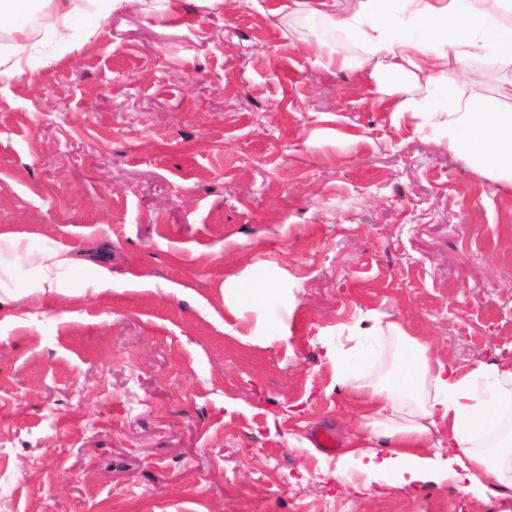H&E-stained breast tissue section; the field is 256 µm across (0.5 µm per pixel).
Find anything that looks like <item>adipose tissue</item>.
<instances>
[{
    "label": "adipose tissue",
    "instance_id": "ef3b65f1",
    "mask_svg": "<svg viewBox=\"0 0 512 512\" xmlns=\"http://www.w3.org/2000/svg\"><path fill=\"white\" fill-rule=\"evenodd\" d=\"M399 9L427 31L437 56H430L426 44L393 37ZM279 12L313 17L355 36L393 116L427 113L445 132L441 146L492 181L512 184V104H503L512 101V87L499 99L483 94V74L474 67L489 56L499 70L512 73V0H285ZM450 62L465 74V85L442 80L438 70ZM438 97L446 107L435 106ZM106 250L103 243L63 248L50 240L35 250L20 235L0 233V311H12L18 301L16 272L24 265L36 270L27 289L36 298L62 292L75 276L95 290L111 288ZM374 329L397 347V367L386 374L361 373L349 358L325 353L336 386L347 389L359 416L337 478L366 489L388 481L409 490L452 479L476 496L511 489L512 436L485 447L477 439L495 430L512 407V361L464 373L400 324L378 320Z\"/></svg>",
    "mask_w": 512,
    "mask_h": 512
}]
</instances>
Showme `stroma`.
Instances as JSON below:
<instances>
[{
    "label": "stroma",
    "mask_w": 512,
    "mask_h": 512,
    "mask_svg": "<svg viewBox=\"0 0 512 512\" xmlns=\"http://www.w3.org/2000/svg\"><path fill=\"white\" fill-rule=\"evenodd\" d=\"M281 3L112 0L0 79V232L108 241L113 278L0 316V512H512L336 476L356 423L325 348L391 370L379 315L465 372L512 359V185ZM256 277L274 298L238 296ZM316 52L326 70L346 69L353 65V62L338 54L336 45L331 42L321 41L316 45Z\"/></svg>",
    "instance_id": "1"
}]
</instances>
